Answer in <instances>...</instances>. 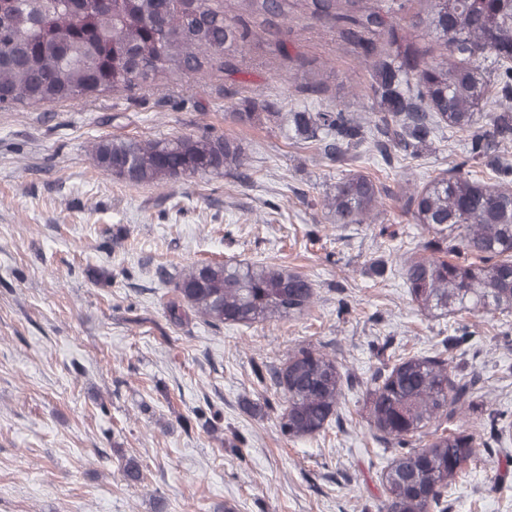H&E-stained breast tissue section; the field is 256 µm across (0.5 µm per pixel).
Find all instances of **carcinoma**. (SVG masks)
<instances>
[{
	"label": "carcinoma",
	"mask_w": 512,
	"mask_h": 512,
	"mask_svg": "<svg viewBox=\"0 0 512 512\" xmlns=\"http://www.w3.org/2000/svg\"><path fill=\"white\" fill-rule=\"evenodd\" d=\"M249 13L285 19L298 6L334 24L369 63L370 90L381 99L371 135L380 150L406 152L434 127L468 133L470 150L453 171L407 195L415 223L427 231L420 249L401 263L402 279L422 311L512 313V164L493 167V181L464 167L512 143V0H427L430 10L410 29L443 46L426 57L401 33L408 0H237ZM387 37L382 58L374 37ZM250 29L225 13L224 0H0V103L77 100L115 88L153 83L170 72L204 67L233 72L230 54ZM493 58L486 70L482 61ZM295 130L330 139L341 155L364 140V126L341 109L294 113ZM96 162L132 187L177 182L237 170L239 143L226 136L174 140L124 139L94 145ZM382 196L369 176L349 173L336 182L327 206L338 224H368ZM180 301L206 323L250 325L302 315L313 304L309 278L273 264L205 262L175 283ZM284 399L282 434L304 438L324 431L337 414L344 386L336 361L300 347L287 360L257 372ZM483 398L475 378L449 369L440 355L399 356L370 380L364 405L377 438L400 444L428 438L392 459L382 479L387 512H429L476 457L473 434L448 427L463 405Z\"/></svg>",
	"instance_id": "1"
}]
</instances>
